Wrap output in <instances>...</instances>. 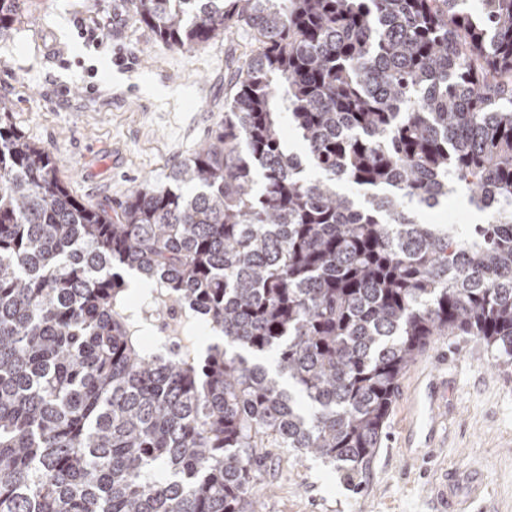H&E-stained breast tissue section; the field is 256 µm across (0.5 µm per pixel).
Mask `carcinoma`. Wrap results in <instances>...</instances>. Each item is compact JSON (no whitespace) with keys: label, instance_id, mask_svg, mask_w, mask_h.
<instances>
[{"label":"carcinoma","instance_id":"carcinoma-1","mask_svg":"<svg viewBox=\"0 0 512 512\" xmlns=\"http://www.w3.org/2000/svg\"><path fill=\"white\" fill-rule=\"evenodd\" d=\"M126 8L170 48L258 47L224 121L115 206L72 196L0 100V512H258L254 449L368 464L431 337L512 361V0ZM457 188L489 216L471 236L408 208ZM128 273L224 346L144 345Z\"/></svg>","mask_w":512,"mask_h":512}]
</instances>
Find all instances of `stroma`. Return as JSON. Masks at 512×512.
<instances>
[{
	"label": "stroma",
	"instance_id": "stroma-1",
	"mask_svg": "<svg viewBox=\"0 0 512 512\" xmlns=\"http://www.w3.org/2000/svg\"><path fill=\"white\" fill-rule=\"evenodd\" d=\"M0 35V100L10 123L49 149L69 192L88 205L161 186L224 118L229 73L257 48L236 27L195 50L161 43L120 0H20ZM98 37L86 46L73 24ZM447 379L432 439L409 400L423 372ZM251 484L261 512H438V491H484L471 512H512V364L475 336H436L399 381L381 445L355 477L321 459L262 448Z\"/></svg>",
	"mask_w": 512,
	"mask_h": 512
}]
</instances>
